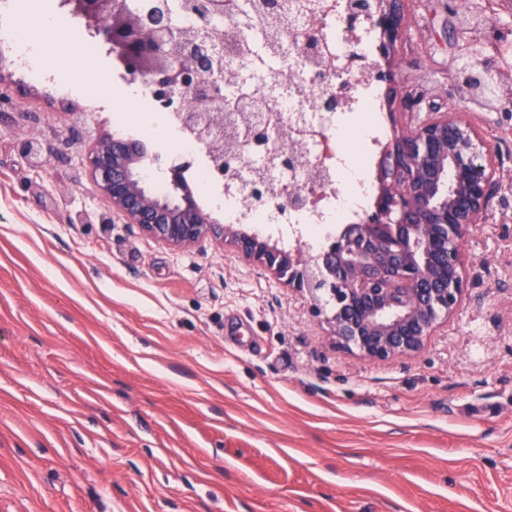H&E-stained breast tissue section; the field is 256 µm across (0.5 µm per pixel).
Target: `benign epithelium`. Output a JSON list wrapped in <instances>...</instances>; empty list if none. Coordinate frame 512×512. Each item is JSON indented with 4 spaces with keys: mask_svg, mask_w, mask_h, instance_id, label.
<instances>
[{
    "mask_svg": "<svg viewBox=\"0 0 512 512\" xmlns=\"http://www.w3.org/2000/svg\"><path fill=\"white\" fill-rule=\"evenodd\" d=\"M72 5L101 24L112 52L130 75L151 82L155 98L175 106L176 86L195 92L194 107L182 120L201 140L236 136L212 123L211 110L224 100V88L204 83L209 62L202 47L185 44L175 50L177 28L167 12L143 19L130 14L126 0H73ZM351 9L376 11L377 78L386 84L388 111L419 106L421 99L401 93L395 80L404 0H358ZM87 162L99 194L149 236L172 246L211 236L306 293L313 304L328 291L334 308L326 322L334 344L376 361L419 351L439 321L458 307L464 289L460 240L470 226L483 222L495 174L479 135L448 115L396 133L380 153L373 210L342 225L308 260L233 224L209 223L184 185L185 162L168 168L170 182L181 190L179 200L157 201L144 186L152 156L135 139L105 137Z\"/></svg>",
    "mask_w": 512,
    "mask_h": 512,
    "instance_id": "benign-epithelium-1",
    "label": "benign epithelium"
}]
</instances>
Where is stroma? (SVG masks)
<instances>
[{"label":"stroma","mask_w":512,"mask_h":512,"mask_svg":"<svg viewBox=\"0 0 512 512\" xmlns=\"http://www.w3.org/2000/svg\"><path fill=\"white\" fill-rule=\"evenodd\" d=\"M406 0L379 143L437 113L496 178L462 299L411 356L333 344L308 298L222 241L145 234L87 154L130 136L141 81L38 83L0 46V512H512V111L453 93L450 6ZM512 83V0H481Z\"/></svg>","instance_id":"35a3bbf8"}]
</instances>
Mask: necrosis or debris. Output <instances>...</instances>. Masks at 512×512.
Here are the masks:
<instances>
[{"instance_id":"necrosis-or-debris-1","label":"necrosis or debris","mask_w":512,"mask_h":512,"mask_svg":"<svg viewBox=\"0 0 512 512\" xmlns=\"http://www.w3.org/2000/svg\"><path fill=\"white\" fill-rule=\"evenodd\" d=\"M308 7L289 13L287 45L277 53L276 66L258 65L240 37L232 16L220 20L224 62L231 67L258 69L260 88L278 87L272 111L251 110L250 121L267 136L252 143L233 169L217 173L206 148L184 129L176 112L153 104L165 127L179 131L180 145L191 163L192 176L203 181L208 206L223 209L231 224H250L278 233L283 243L303 239L322 247L333 224L345 221L369 202L373 186L362 177L357 188L342 178L349 158L340 144L339 130L369 133L368 118L377 110L371 15L351 17V0H307ZM293 151L294 172L281 171L280 149ZM304 183L312 199L304 208L283 206L282 201Z\"/></svg>"}]
</instances>
